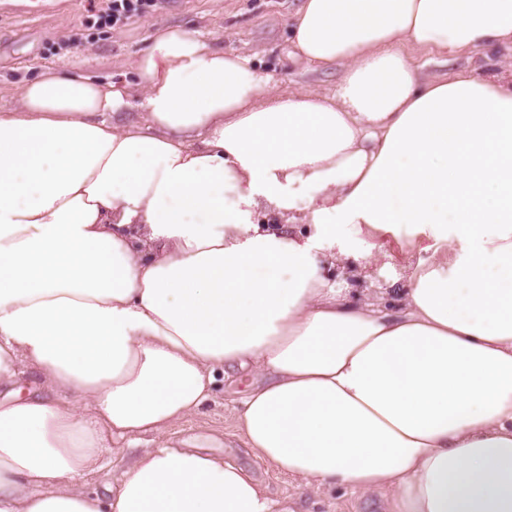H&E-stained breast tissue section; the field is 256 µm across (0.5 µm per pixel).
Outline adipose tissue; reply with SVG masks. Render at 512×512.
Instances as JSON below:
<instances>
[{
    "label": "adipose tissue",
    "instance_id": "adipose-tissue-1",
    "mask_svg": "<svg viewBox=\"0 0 512 512\" xmlns=\"http://www.w3.org/2000/svg\"><path fill=\"white\" fill-rule=\"evenodd\" d=\"M289 30L332 95L159 26L134 81L50 69L0 112V512H291L168 440L237 371L245 447L306 490L512 512V83L401 50L512 47V0H302Z\"/></svg>",
    "mask_w": 512,
    "mask_h": 512
}]
</instances>
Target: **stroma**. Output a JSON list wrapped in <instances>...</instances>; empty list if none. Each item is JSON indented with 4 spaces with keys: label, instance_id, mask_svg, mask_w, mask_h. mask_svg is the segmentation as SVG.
Returning a JSON list of instances; mask_svg holds the SVG:
<instances>
[{
    "label": "stroma",
    "instance_id": "1",
    "mask_svg": "<svg viewBox=\"0 0 512 512\" xmlns=\"http://www.w3.org/2000/svg\"><path fill=\"white\" fill-rule=\"evenodd\" d=\"M90 2L48 0L41 13L21 17L14 0H0V109L14 107L23 87L49 68L101 82L121 80L150 48L149 35L157 25L193 28L225 50L251 56L273 76L277 92L329 94L341 76L338 68L313 71L289 56L288 18L301 0H169L153 16L101 30L83 25ZM463 67L478 77L512 82V51L475 50L440 66L438 72L451 75ZM248 384L243 376L225 378L199 414L176 426L178 439H213L225 457L249 467L273 497L295 502L296 512H385L388 492L352 497L336 488L316 496L288 474L268 469L248 456L235 435L234 421V402Z\"/></svg>",
    "mask_w": 512,
    "mask_h": 512
}]
</instances>
